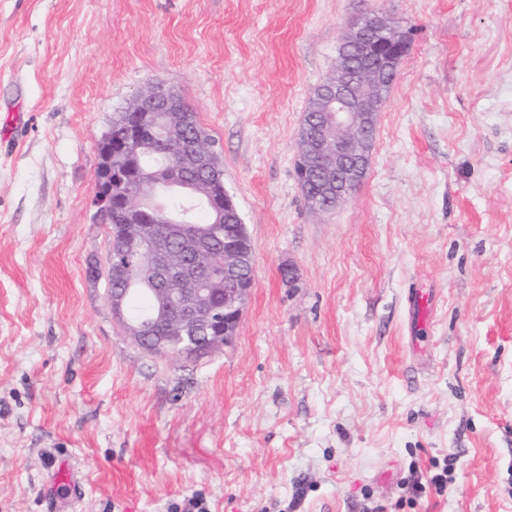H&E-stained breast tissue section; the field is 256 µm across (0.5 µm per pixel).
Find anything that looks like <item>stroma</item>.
<instances>
[{
    "label": "stroma",
    "instance_id": "35a3bbf8",
    "mask_svg": "<svg viewBox=\"0 0 512 512\" xmlns=\"http://www.w3.org/2000/svg\"><path fill=\"white\" fill-rule=\"evenodd\" d=\"M374 12L410 53L364 179L316 211L302 116ZM155 79L253 244L234 340L201 360L137 346L90 274L97 143ZM11 112L0 512H512V0H0ZM443 470V494L413 492Z\"/></svg>",
    "mask_w": 512,
    "mask_h": 512
}]
</instances>
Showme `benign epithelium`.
Instances as JSON below:
<instances>
[{
    "label": "benign epithelium",
    "mask_w": 512,
    "mask_h": 512,
    "mask_svg": "<svg viewBox=\"0 0 512 512\" xmlns=\"http://www.w3.org/2000/svg\"><path fill=\"white\" fill-rule=\"evenodd\" d=\"M410 50L407 31L383 16L367 15L346 27L331 77L314 98L313 111L304 113L299 134L298 180L307 201L319 211L334 209L351 197L358 175L367 170L373 141L379 93L386 77L399 70ZM142 112L140 129L112 124L98 144L97 191L91 201L96 215L112 222L114 192L121 191L122 210H143L148 181L135 191L127 186L125 165L139 153L141 131L162 123H176L191 130L194 163L202 171L224 175L223 163L206 131L192 122V109L177 91L163 82L139 91L129 111ZM232 216L238 232L224 241V261L216 263L204 240L189 235L180 239L183 262L163 258L177 225L163 224L153 237L120 226L112 235L106 269L111 281L124 277L131 261L149 270L156 287L152 313L140 320L128 314L127 288L106 290L112 314L125 333L147 352L165 357L201 359L230 343L240 322L254 279L238 278L240 254L253 251L238 209ZM227 287L217 288L221 278ZM166 327L173 335L158 334Z\"/></svg>",
    "instance_id": "1"
}]
</instances>
